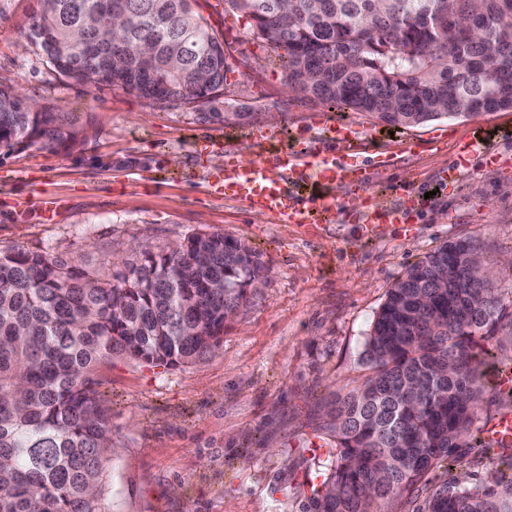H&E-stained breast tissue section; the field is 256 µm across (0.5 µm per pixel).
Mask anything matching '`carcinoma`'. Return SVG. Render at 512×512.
Listing matches in <instances>:
<instances>
[{
	"label": "carcinoma",
	"mask_w": 512,
	"mask_h": 512,
	"mask_svg": "<svg viewBox=\"0 0 512 512\" xmlns=\"http://www.w3.org/2000/svg\"><path fill=\"white\" fill-rule=\"evenodd\" d=\"M197 0H41L27 40L58 74L150 101L224 94V39ZM275 50L288 86L392 127L512 109V0H224ZM85 141L76 112L0 86V150ZM471 241L446 243L386 292L369 374L336 399L331 468L305 512H382L436 465L485 446L474 337L506 312ZM262 270L256 253L196 234L105 280L39 251L0 248V512H112V413L96 386L118 355L175 369L206 359ZM496 475L435 489L417 512H512V454Z\"/></svg>",
	"instance_id": "carcinoma-1"
}]
</instances>
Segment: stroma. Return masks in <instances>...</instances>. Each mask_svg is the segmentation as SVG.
Returning a JSON list of instances; mask_svg holds the SVG:
<instances>
[{"mask_svg":"<svg viewBox=\"0 0 512 512\" xmlns=\"http://www.w3.org/2000/svg\"><path fill=\"white\" fill-rule=\"evenodd\" d=\"M0 7V85L49 111L79 113L88 125L85 144L68 150L37 144L0 153V247L78 259L107 278L143 249L220 233L249 245L264 266L261 288L225 323L210 357L167 372L121 357L100 369L98 391L112 411V512H304L334 445L325 415L337 394L366 377V337L406 268L443 243L470 240L503 303L512 302V138L492 139L496 164L473 156L453 185H438L455 144L479 126H512V110L395 131L368 114L339 112L289 90L248 16L225 13L224 0H198L226 46L231 92L215 108L249 115L226 125L203 106L60 76L23 36L39 0ZM339 116L380 135L396 156L387 170L376 169L371 153L358 157L378 197L397 204L409 193L428 195L411 223H357L358 196L341 186L328 224H282L211 187L225 153L255 158L256 127L307 138ZM217 134L223 148L198 155L196 144ZM411 140L417 149H407ZM488 455L466 449L388 512H416L451 478L486 476Z\"/></svg>","mask_w":512,"mask_h":512,"instance_id":"35a3bbf8","label":"stroma"}]
</instances>
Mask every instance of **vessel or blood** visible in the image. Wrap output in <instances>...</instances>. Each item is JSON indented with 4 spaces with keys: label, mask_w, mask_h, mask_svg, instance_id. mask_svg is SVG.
Segmentation results:
<instances>
[{
    "label": "vessel or blood",
    "mask_w": 512,
    "mask_h": 512,
    "mask_svg": "<svg viewBox=\"0 0 512 512\" xmlns=\"http://www.w3.org/2000/svg\"><path fill=\"white\" fill-rule=\"evenodd\" d=\"M328 131L329 141L315 138L290 147L280 145L279 134L261 135L255 140L258 160L229 165L212 185L225 196H245L259 211L277 215L284 224H310L315 215H335L336 186L362 191L371 186L370 172L355 161L358 154L373 153L380 167L391 165L395 158L377 139L362 136L351 122H329ZM476 154L484 155L487 163L496 161L480 138H470L460 144L448 167L442 169L441 182L455 181ZM419 204L416 196L408 197L402 208L379 201L357 211L356 217L367 224H402ZM484 432L494 446L511 448L512 415L501 414Z\"/></svg>",
    "instance_id": "1"
}]
</instances>
